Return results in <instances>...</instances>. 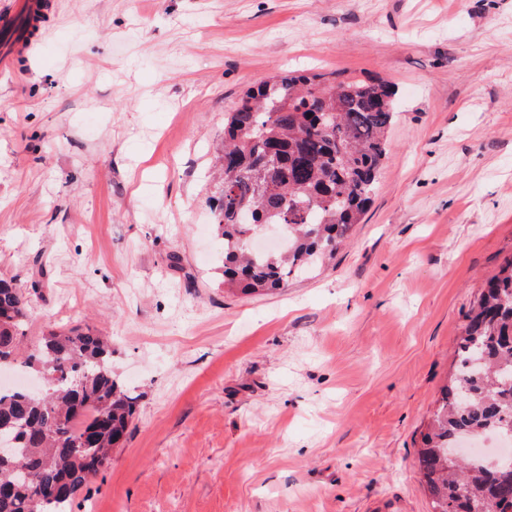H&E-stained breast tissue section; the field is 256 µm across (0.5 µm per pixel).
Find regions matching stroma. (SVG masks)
I'll return each mask as SVG.
<instances>
[{
	"mask_svg": "<svg viewBox=\"0 0 512 512\" xmlns=\"http://www.w3.org/2000/svg\"><path fill=\"white\" fill-rule=\"evenodd\" d=\"M45 2L0 71V277L137 398L73 512H431L417 453L512 256V0ZM287 70L392 82L388 154L348 245L232 294L210 168Z\"/></svg>",
	"mask_w": 512,
	"mask_h": 512,
	"instance_id": "35a3bbf8",
	"label": "stroma"
}]
</instances>
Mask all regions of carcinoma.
I'll return each mask as SVG.
<instances>
[{
	"label": "carcinoma",
	"mask_w": 512,
	"mask_h": 512,
	"mask_svg": "<svg viewBox=\"0 0 512 512\" xmlns=\"http://www.w3.org/2000/svg\"><path fill=\"white\" fill-rule=\"evenodd\" d=\"M395 90L380 78L284 75L252 86L224 121L211 200L224 238V284L275 290L332 256L360 223L387 153ZM30 291L0 279V359L42 365L48 390H0V512H72L77 493L127 440L136 398L114 378L109 337L50 328L34 345ZM458 370L424 435L418 464L432 512H512V459H452L457 440L512 433V259L467 315Z\"/></svg>",
	"instance_id": "1"
}]
</instances>
